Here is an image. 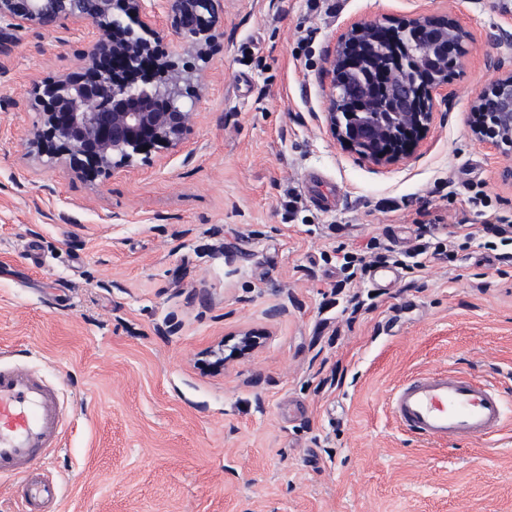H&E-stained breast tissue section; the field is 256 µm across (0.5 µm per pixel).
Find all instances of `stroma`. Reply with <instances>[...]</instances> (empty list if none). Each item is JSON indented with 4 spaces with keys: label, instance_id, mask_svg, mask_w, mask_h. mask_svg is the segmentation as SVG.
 <instances>
[{
    "label": "stroma",
    "instance_id": "obj_1",
    "mask_svg": "<svg viewBox=\"0 0 512 512\" xmlns=\"http://www.w3.org/2000/svg\"><path fill=\"white\" fill-rule=\"evenodd\" d=\"M452 13L472 35L416 152L375 165L327 117L344 23ZM181 146L86 175L29 140L36 88L76 70L71 21L20 33L0 72V352L60 381L56 512H512V417L436 442L393 418L396 387L456 370L512 398V263L478 240L512 221L503 154L470 133L512 68V0H223ZM343 200L317 206L305 173ZM433 235L445 259L337 288L339 256ZM259 347L237 356L236 336Z\"/></svg>",
    "mask_w": 512,
    "mask_h": 512
}]
</instances>
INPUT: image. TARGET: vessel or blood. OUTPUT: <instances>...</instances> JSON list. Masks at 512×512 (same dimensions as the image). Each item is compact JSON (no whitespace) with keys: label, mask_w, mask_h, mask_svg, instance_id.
Segmentation results:
<instances>
[{"label":"vessel or blood","mask_w":512,"mask_h":512,"mask_svg":"<svg viewBox=\"0 0 512 512\" xmlns=\"http://www.w3.org/2000/svg\"><path fill=\"white\" fill-rule=\"evenodd\" d=\"M391 410L397 422L435 441L486 439L500 431L512 404L466 375L434 370L403 382ZM64 425L60 391L40 371L0 364V478L28 480L24 512H45L61 486L32 476L34 464L58 447Z\"/></svg>","instance_id":"b4317fda"}]
</instances>
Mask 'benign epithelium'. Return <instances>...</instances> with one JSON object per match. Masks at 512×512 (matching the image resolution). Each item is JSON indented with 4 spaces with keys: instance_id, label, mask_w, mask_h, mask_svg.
Listing matches in <instances>:
<instances>
[{
    "instance_id": "7a95c632",
    "label": "benign epithelium",
    "mask_w": 512,
    "mask_h": 512,
    "mask_svg": "<svg viewBox=\"0 0 512 512\" xmlns=\"http://www.w3.org/2000/svg\"><path fill=\"white\" fill-rule=\"evenodd\" d=\"M77 2L0 0V20L11 21L14 30L48 28L61 19L91 28L84 66L39 87L45 112L31 146L46 155H66L73 169L97 175L131 166L145 147H178L193 115L191 101L200 75L156 51L161 37L153 26L149 0H90L88 12L75 10ZM218 2L163 0L170 30L185 50L211 43ZM391 25L400 48L388 51V67L379 74L370 55L350 49L383 26L380 21L352 23L326 57L331 76L341 69L350 74L343 83L331 84L330 130L346 148L376 165L407 158L419 147L434 119L435 95L460 75L470 54L471 34L450 13L419 15ZM416 45L426 62L443 66L442 81L426 88L419 85L423 68L414 64L413 55L401 57V50ZM377 79L405 109L401 116L407 127L388 132L365 118L363 101ZM344 98L353 106L342 113ZM472 111L475 139L512 156V69L501 71L474 96Z\"/></svg>"
}]
</instances>
